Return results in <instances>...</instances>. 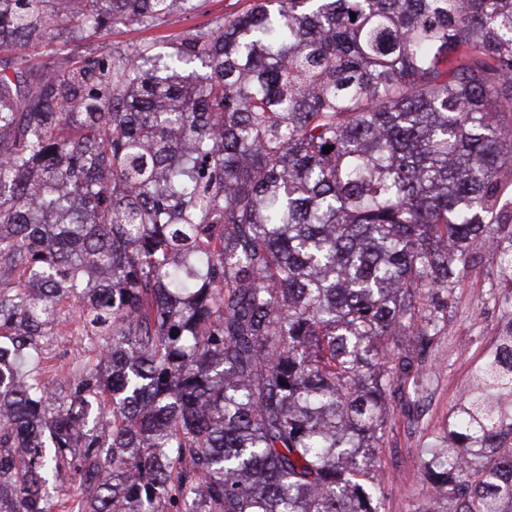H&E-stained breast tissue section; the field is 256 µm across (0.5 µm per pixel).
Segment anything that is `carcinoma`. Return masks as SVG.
Returning <instances> with one entry per match:
<instances>
[{
	"mask_svg": "<svg viewBox=\"0 0 512 512\" xmlns=\"http://www.w3.org/2000/svg\"><path fill=\"white\" fill-rule=\"evenodd\" d=\"M192 1L0 0V512L64 473L77 512H379L417 298L512 270V0H252L68 55ZM454 416L414 512H512V328ZM251 0H207L203 7L187 13L170 17L159 29L137 30L125 27L112 28L99 38L91 41H74L70 43L72 53L83 55L91 50L100 51L115 47L125 48L128 53L138 49L152 37L160 35L183 36L193 29L216 18H232L247 8Z\"/></svg>",
	"mask_w": 512,
	"mask_h": 512,
	"instance_id": "cac0c4a2",
	"label": "carcinoma"
}]
</instances>
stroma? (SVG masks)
<instances>
[{"label": "stroma", "mask_w": 512, "mask_h": 512, "mask_svg": "<svg viewBox=\"0 0 512 512\" xmlns=\"http://www.w3.org/2000/svg\"><path fill=\"white\" fill-rule=\"evenodd\" d=\"M250 0H206L203 7L170 17L161 34L183 36L216 18H231ZM149 30L116 27L90 41L72 42L73 54L120 47L138 49ZM512 317V277L502 273L497 254L480 250L464 279L453 288L436 336L415 366L424 379L420 393L411 384H393L388 395L377 475L384 497L380 512H412L427 495L423 460L452 420L470 382L475 362L488 351L504 322Z\"/></svg>", "instance_id": "obj_1"}]
</instances>
